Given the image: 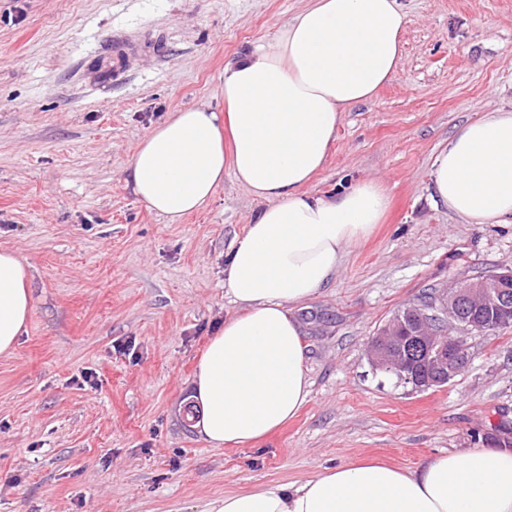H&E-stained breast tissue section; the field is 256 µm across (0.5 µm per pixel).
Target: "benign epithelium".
I'll list each match as a JSON object with an SVG mask.
<instances>
[{
    "label": "benign epithelium",
    "instance_id": "benign-epithelium-1",
    "mask_svg": "<svg viewBox=\"0 0 512 512\" xmlns=\"http://www.w3.org/2000/svg\"><path fill=\"white\" fill-rule=\"evenodd\" d=\"M493 319L512 320V268L459 283L436 302L409 303L371 338L368 362L414 392L447 385L472 358L469 337Z\"/></svg>",
    "mask_w": 512,
    "mask_h": 512
}]
</instances>
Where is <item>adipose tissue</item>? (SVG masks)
I'll list each match as a JSON object with an SVG mask.
<instances>
[{
	"instance_id": "ef3b65f1",
	"label": "adipose tissue",
	"mask_w": 512,
	"mask_h": 512,
	"mask_svg": "<svg viewBox=\"0 0 512 512\" xmlns=\"http://www.w3.org/2000/svg\"><path fill=\"white\" fill-rule=\"evenodd\" d=\"M407 16L397 0H309L271 41L225 65L221 107L171 113L126 171L147 208L177 222L206 207L225 176L263 203L224 264L234 315L211 336L195 374L201 429L214 446L252 445L309 397L296 315L325 288L346 248L366 240L389 206L360 181L336 197L308 192L337 126L395 75ZM436 204L469 224L512 220V113L468 122L440 145ZM27 270L0 249V354L31 311ZM207 512H512V449L448 453L403 471L363 460L301 484L268 483L210 501Z\"/></svg>"
}]
</instances>
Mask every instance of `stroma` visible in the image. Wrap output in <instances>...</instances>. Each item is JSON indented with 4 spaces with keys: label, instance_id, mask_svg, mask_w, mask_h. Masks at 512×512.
I'll return each instance as SVG.
<instances>
[{
    "label": "stroma",
    "instance_id": "obj_1",
    "mask_svg": "<svg viewBox=\"0 0 512 512\" xmlns=\"http://www.w3.org/2000/svg\"><path fill=\"white\" fill-rule=\"evenodd\" d=\"M399 2L398 71L345 112L307 186L335 196L375 180L386 219L299 314L310 394L297 418L215 448L197 427L193 372L237 311L224 261L260 204L228 175L208 207L172 224L124 168L307 0H0V247L26 266L32 296L0 355V512H204L359 459L413 469L512 423V329L473 334L469 366L424 393L368 363L399 308L512 267V223L455 218L430 176L459 127L512 111V0ZM119 34L159 49L113 74Z\"/></svg>",
    "mask_w": 512,
    "mask_h": 512
}]
</instances>
